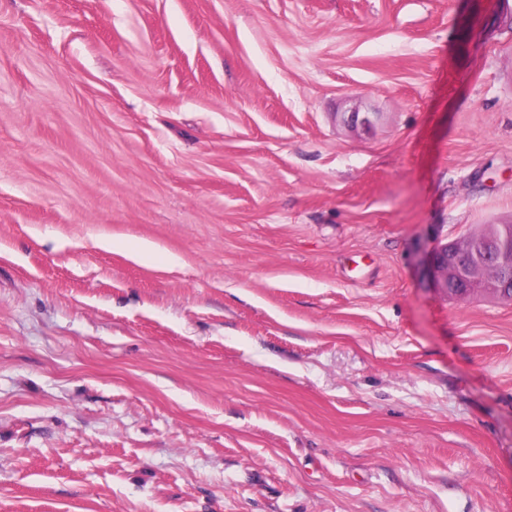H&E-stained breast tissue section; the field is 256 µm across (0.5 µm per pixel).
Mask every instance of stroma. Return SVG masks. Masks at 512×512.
I'll return each instance as SVG.
<instances>
[{
	"label": "stroma",
	"instance_id": "35a3bbf8",
	"mask_svg": "<svg viewBox=\"0 0 512 512\" xmlns=\"http://www.w3.org/2000/svg\"><path fill=\"white\" fill-rule=\"evenodd\" d=\"M510 218L512 0H0V512H512ZM462 242L475 240L462 246L459 242L437 243L429 256L430 271L435 278L437 288L447 291L451 285L471 286L473 269L477 263L488 262L480 267L478 283L472 286L483 293L500 298L494 288L500 281L511 276L512 265L507 267L495 263L500 256V242L476 240L494 238L501 241L512 256V223L481 224L467 233ZM510 281L495 287L498 292L507 296ZM474 290L467 288H449L448 294L466 295ZM501 299V298H500Z\"/></svg>",
	"mask_w": 512,
	"mask_h": 512
}]
</instances>
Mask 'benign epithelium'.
<instances>
[{
  "instance_id": "benign-epithelium-1",
  "label": "benign epithelium",
  "mask_w": 512,
  "mask_h": 512,
  "mask_svg": "<svg viewBox=\"0 0 512 512\" xmlns=\"http://www.w3.org/2000/svg\"><path fill=\"white\" fill-rule=\"evenodd\" d=\"M348 124L369 132L375 125L371 112L353 111L347 118ZM501 244L488 240H475L462 246L457 241L438 243L429 256L430 271L438 288L448 290L452 285L471 286L474 266L481 262L495 260L500 256Z\"/></svg>"
}]
</instances>
